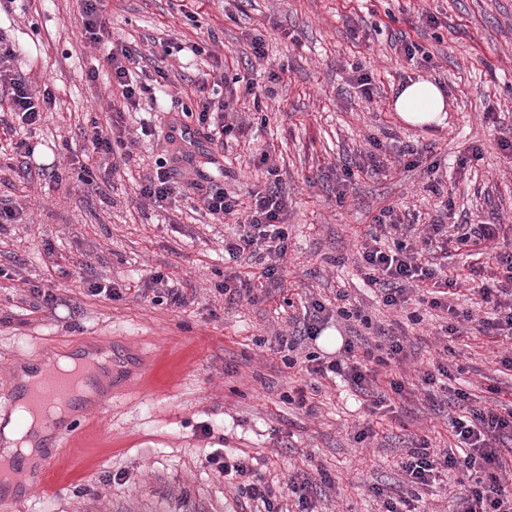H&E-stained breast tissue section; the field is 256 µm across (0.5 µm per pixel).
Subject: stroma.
I'll use <instances>...</instances> for the list:
<instances>
[{
    "label": "stroma",
    "mask_w": 512,
    "mask_h": 512,
    "mask_svg": "<svg viewBox=\"0 0 512 512\" xmlns=\"http://www.w3.org/2000/svg\"><path fill=\"white\" fill-rule=\"evenodd\" d=\"M81 10V0H28L26 11H0V31L20 50L17 69L58 101L38 129L0 124V163L24 139L37 163L56 165L29 182L0 172V199L21 208L15 223L0 224V409L13 405L14 369L32 354L127 349L142 360L110 405L88 411L72 446L52 448L55 465L41 486L0 496V512H252L240 492L247 477L224 478L207 463L217 450L251 457L282 493L292 476L306 478L315 512H383L377 487L448 512L467 477L445 471L433 485L413 487L401 459L421 437L449 451L448 389L482 405L512 402V370L502 363L512 341L475 334L470 321L487 306L466 285L450 298L463 316L460 335L440 336L425 304L390 312L364 282L357 257L381 209L421 227L446 199L456 223L503 225L497 247H512V156L499 145L512 140V0H204L190 19L176 0H110L113 41L137 42L169 73L125 110L133 155L113 175L99 169L85 137L91 120L111 115L107 78H86L109 47L83 39ZM400 32L432 54L431 68L393 49ZM259 33L265 56L256 59L249 43ZM166 40L207 41L213 57L164 55ZM216 60L228 75L255 82L242 129L224 148L171 133L186 122L181 100ZM358 68L372 78L373 99L352 81ZM408 76L444 87L445 127H411L391 110ZM373 138L388 149L389 171L361 173L337 199L342 166L369 151ZM405 143L422 151L424 164L439 163V193L426 189L422 167L393 168L392 149ZM474 146L480 159L468 157ZM264 152L288 198V249L273 277L255 263L225 262L224 239L236 226L212 219L196 196L159 209L139 195L162 157L178 185L247 196L265 179ZM85 167L94 188L79 178ZM158 274L180 289L182 306L141 296ZM229 277L250 280L252 295L219 293ZM93 282L116 288L117 297L89 295ZM48 283L54 306L34 310L30 288ZM315 301L333 318L318 339L288 348ZM347 303L362 307L369 324L338 316ZM412 312L418 321L409 320ZM383 329L405 335L408 358L372 364L381 404L307 372L309 353L341 356L328 334L361 352L375 347ZM441 363L453 371L447 389L423 384ZM393 378L404 381L402 394L391 392Z\"/></svg>",
    "instance_id": "obj_1"
}]
</instances>
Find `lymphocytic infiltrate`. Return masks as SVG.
Here are the masks:
<instances>
[{
  "label": "lymphocytic infiltrate",
  "instance_id": "lymphocytic-infiltrate-1",
  "mask_svg": "<svg viewBox=\"0 0 512 512\" xmlns=\"http://www.w3.org/2000/svg\"><path fill=\"white\" fill-rule=\"evenodd\" d=\"M17 57L14 44L0 37V112L9 113L26 126L41 123L45 113L56 107L51 90L33 95L25 76L16 70ZM144 56L136 43L130 42L110 50L104 59L109 73L112 98L121 106L136 104L150 87L136 78L143 71ZM240 97L232 80L223 70L213 72L209 93L183 105L185 116L195 118L208 140L227 145L236 131L233 120ZM203 207L218 220H235L238 231L224 243V256L235 261L247 255L261 260L264 275H274L277 263L287 251L288 216L287 198L278 181L271 180L264 186L250 190L248 199L224 188L213 187L200 193ZM374 228L367 233L359 246V267L368 284L378 286L382 303L393 311H404L414 293L425 294L431 308L448 310V295L457 283L466 282V275L451 279L442 276L431 252L447 247L449 242L471 250L486 249L497 238L498 228L493 224H465L456 235H449L443 222H435L422 245L416 246L398 239L403 222L394 209L381 210L372 219ZM497 262L501 275L491 276L479 287L478 292L490 308L487 317L478 321L481 335L512 339V252L498 253ZM397 361L407 357L400 336L387 335L379 351L365 350L356 355L353 343H345L341 358L320 360L309 355L307 370L324 378L340 377L356 391L369 393L372 385L368 366L375 353ZM463 414L451 418L450 433L459 443V454H438L427 440H419L407 449L401 468L411 483L424 486L437 481L443 471L457 469L466 473L471 484L466 494L459 496L456 512H512V485H506L502 474L506 468L496 448L498 438L512 434V407L476 406L468 393L455 391L452 399ZM210 463L216 464L223 475L251 476L247 484L250 500L262 506V512H283L272 486L263 478L254 477L249 459L237 458L227 462L219 454H211Z\"/></svg>",
  "mask_w": 512,
  "mask_h": 512
}]
</instances>
